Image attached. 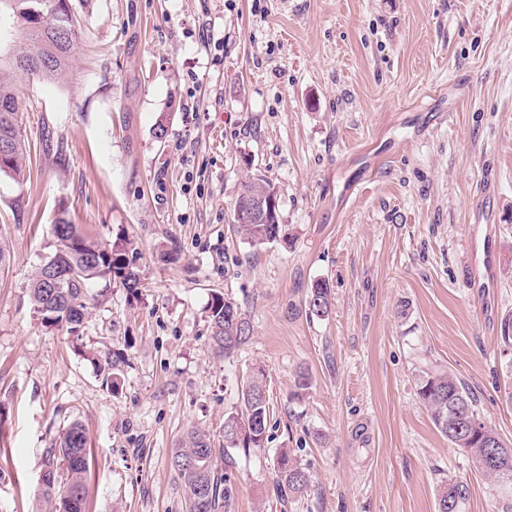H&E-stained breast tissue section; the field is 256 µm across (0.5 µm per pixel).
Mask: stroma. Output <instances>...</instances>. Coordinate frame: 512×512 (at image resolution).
Masks as SVG:
<instances>
[{
    "instance_id": "stroma-1",
    "label": "stroma",
    "mask_w": 512,
    "mask_h": 512,
    "mask_svg": "<svg viewBox=\"0 0 512 512\" xmlns=\"http://www.w3.org/2000/svg\"><path fill=\"white\" fill-rule=\"evenodd\" d=\"M71 69L20 83L32 144L24 180L0 175V512H36L49 448L89 437L87 512H185L168 456L190 425L219 433L237 383L264 367V448L236 452L231 512H466L506 489L434 427L417 395L445 370L512 444V0H72ZM167 133L156 138L159 119ZM494 177L495 306L469 282L480 185ZM261 177L284 237L250 245L233 205ZM65 216L103 244L134 243L144 288L112 287L81 337L33 313L27 288ZM328 282V316L311 315ZM254 335L233 361L209 344L212 293ZM111 354L112 392L88 359ZM309 385L295 386L298 374ZM313 487L281 502L276 449ZM331 289L324 281H318L312 285L308 295L309 312L317 317H325L331 311ZM469 486L467 483L459 480L448 479L441 485L437 498L438 512H464L466 503L469 499ZM457 496L458 501L456 502ZM456 502V507L452 508L448 504Z\"/></svg>"
}]
</instances>
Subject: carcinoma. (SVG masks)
Returning <instances> with one entry per match:
<instances>
[{
  "instance_id": "obj_1",
  "label": "carcinoma",
  "mask_w": 512,
  "mask_h": 512,
  "mask_svg": "<svg viewBox=\"0 0 512 512\" xmlns=\"http://www.w3.org/2000/svg\"><path fill=\"white\" fill-rule=\"evenodd\" d=\"M43 0H0V19L8 15L10 22L20 21L23 27H11V49L25 59L52 57L50 68L23 67L0 61V99L18 100L17 85L25 78L31 81L56 79L72 65L77 49L78 30L69 0H54V11L35 8ZM9 138L10 153L0 157V174L15 180L24 177L31 162V144L22 131L21 113L0 112V141ZM241 192L277 197L274 187L262 179L243 182ZM241 234L253 244H264L282 238L279 205L266 213L257 224H245L233 213ZM51 258L67 273L59 290L51 288L36 268L29 283L28 297L33 312L49 326L66 329L76 335L84 327L93 306L100 302L110 286H122L128 295L138 298L143 288L140 273L129 259V249L121 236L109 245L102 244L82 231L78 225L59 218L52 225ZM95 281L104 282L100 297L89 294ZM309 312L325 317L331 311V289L324 281L312 285L308 295ZM210 344L226 359L249 342L253 326L234 302L219 293L211 296L208 308ZM94 363L110 381L112 389L119 386L117 366L107 357L96 355ZM417 394L436 429L455 448L469 453L474 469L495 484L507 483L512 474V454L493 458L492 449L474 444L469 423L480 424L486 438L502 440L501 435L481 416L477 399L469 387L450 372L427 373L417 382ZM270 405L266 392V374L261 367L240 381L238 404L224 414L222 448H215L213 434L199 427H190L171 449L170 465L181 480L186 512H230L235 482L229 472H219L217 455L229 456L235 451L249 452L263 448L269 439ZM89 444L85 427L71 423L52 449L45 464L46 481L39 485L38 512H86L88 498ZM272 476L277 488L292 499L307 493L312 484L308 469L289 449H279L273 457ZM469 486L450 479L441 485L437 498L438 512H465Z\"/></svg>"
}]
</instances>
